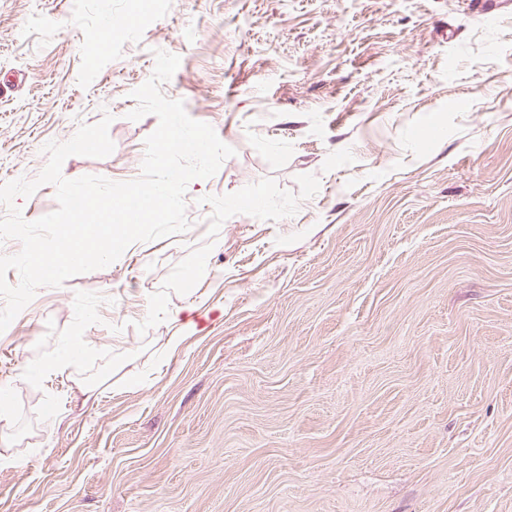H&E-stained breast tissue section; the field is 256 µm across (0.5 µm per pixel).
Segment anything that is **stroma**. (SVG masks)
<instances>
[{"label": "stroma", "instance_id": "obj_1", "mask_svg": "<svg viewBox=\"0 0 512 512\" xmlns=\"http://www.w3.org/2000/svg\"><path fill=\"white\" fill-rule=\"evenodd\" d=\"M158 49L236 154L0 333V512H512V0H0V184L138 178ZM181 313L182 312L180 311H176L169 317V322H171L172 327H174L170 335L167 336L165 342L166 349L169 351L176 350L178 347H180L186 338L189 337L185 336L186 332L189 329L194 328V324L190 321H187L184 314L181 316Z\"/></svg>", "mask_w": 512, "mask_h": 512}]
</instances>
